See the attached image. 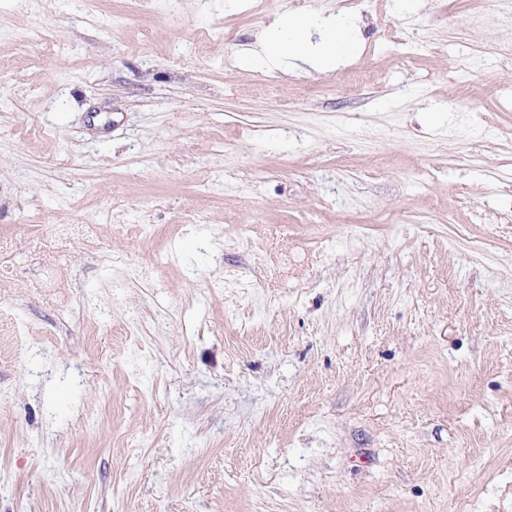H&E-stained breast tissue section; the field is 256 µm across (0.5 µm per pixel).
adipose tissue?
Masks as SVG:
<instances>
[{"instance_id":"ef3b65f1","label":"adipose tissue","mask_w":512,"mask_h":512,"mask_svg":"<svg viewBox=\"0 0 512 512\" xmlns=\"http://www.w3.org/2000/svg\"><path fill=\"white\" fill-rule=\"evenodd\" d=\"M315 25L326 31L325 40L316 45L308 39L309 30ZM346 27L345 21L332 17L318 20L284 17L275 23L273 34L261 44L257 56L267 62L315 68L335 60L346 46Z\"/></svg>"}]
</instances>
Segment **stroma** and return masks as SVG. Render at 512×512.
<instances>
[{
	"instance_id": "1",
	"label": "stroma",
	"mask_w": 512,
	"mask_h": 512,
	"mask_svg": "<svg viewBox=\"0 0 512 512\" xmlns=\"http://www.w3.org/2000/svg\"><path fill=\"white\" fill-rule=\"evenodd\" d=\"M293 12L0 0V512H512V67L468 0L255 58ZM312 26H321L326 31V39L313 45L308 39ZM347 23L333 17L309 19L304 17H282L274 25L273 34L260 49L253 51L258 58L273 63L288 64L295 68L302 65L314 69L319 64L336 60V56L346 47L345 29ZM101 224L57 225L50 234H34L28 239V254L34 265L50 270L76 236L97 237Z\"/></svg>"
}]
</instances>
